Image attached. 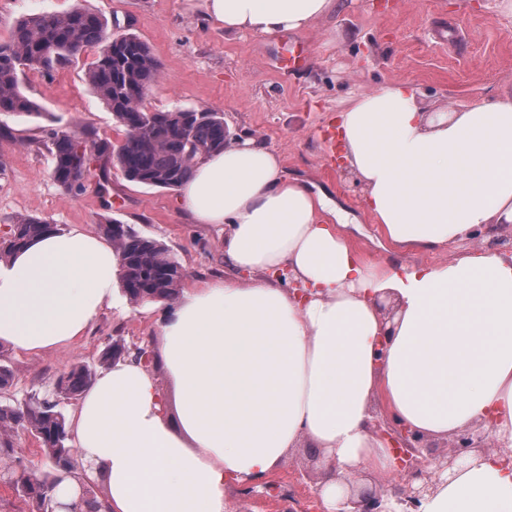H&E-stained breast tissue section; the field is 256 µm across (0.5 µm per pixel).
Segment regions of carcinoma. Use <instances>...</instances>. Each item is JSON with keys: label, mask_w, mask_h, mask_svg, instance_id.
<instances>
[{"label": "carcinoma", "mask_w": 512, "mask_h": 512, "mask_svg": "<svg viewBox=\"0 0 512 512\" xmlns=\"http://www.w3.org/2000/svg\"><path fill=\"white\" fill-rule=\"evenodd\" d=\"M87 48L97 49V56L86 70V80L123 128L124 139L115 143L91 128L50 130L51 174L61 188L80 189L86 176L92 175L103 206L110 208L111 168H119L132 182L175 190L198 159L224 148L227 131L219 112L146 110L143 101L158 82L161 68L150 45L134 33L112 36L105 19L82 8L22 17L0 41V112L42 115L39 105L22 91L21 77L28 71L71 63ZM83 144L91 147L92 155L79 153ZM100 228L118 253L122 291L131 302L177 299L184 270L164 244L114 220H106ZM55 230L40 218L18 219L9 236L0 239V260ZM93 379L86 365L73 366L59 380L61 397L80 396ZM17 427L34 436L50 466L40 478L11 472L15 488L29 512H46L63 476L78 485L83 481V473L71 465L75 448L69 444L66 414L62 407L46 406L38 398L23 404L0 402V458L12 456V433Z\"/></svg>", "instance_id": "cac0c4a2"}]
</instances>
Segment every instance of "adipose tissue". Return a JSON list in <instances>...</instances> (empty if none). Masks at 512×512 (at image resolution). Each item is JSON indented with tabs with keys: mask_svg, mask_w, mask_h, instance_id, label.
<instances>
[{
	"mask_svg": "<svg viewBox=\"0 0 512 512\" xmlns=\"http://www.w3.org/2000/svg\"><path fill=\"white\" fill-rule=\"evenodd\" d=\"M226 31L301 33L339 0H201ZM336 150L396 246L437 251L512 224V93L425 116L418 91L388 84L339 116ZM195 224L224 228V277L189 286L161 321L169 409L142 361L99 373L70 418L106 512H225V488L278 469L302 443L321 449L327 512L363 465L388 477L394 457L369 429L372 404L429 439L490 419L512 447V255H466L399 272L362 262L330 210L287 179L252 140L201 158L178 189ZM308 289L300 299L279 271ZM250 273V281L239 278ZM112 244L74 228L0 260V344L42 353L76 342L115 303ZM398 308L386 323L380 301ZM417 512H512V464L471 452Z\"/></svg>",
	"mask_w": 512,
	"mask_h": 512,
	"instance_id": "1",
	"label": "adipose tissue"
}]
</instances>
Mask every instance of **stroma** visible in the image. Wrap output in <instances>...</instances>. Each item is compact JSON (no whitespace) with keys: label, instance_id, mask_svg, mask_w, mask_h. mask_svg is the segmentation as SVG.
Wrapping results in <instances>:
<instances>
[{"label":"stroma","instance_id":"obj_1","mask_svg":"<svg viewBox=\"0 0 512 512\" xmlns=\"http://www.w3.org/2000/svg\"><path fill=\"white\" fill-rule=\"evenodd\" d=\"M492 2L343 0L336 14L298 34L307 60L288 72L282 68L287 33L226 32L208 22L192 0H0V40L21 16L76 7L107 19L114 35H139L161 64V77L144 100L147 110L223 113L231 139H251L274 150L288 179L327 194L348 211L351 221L339 231L367 259H390L408 269L480 251L482 241L465 238L435 252L394 247L372 221L362 190L332 167L320 130L352 97L390 83L414 86L429 112H449L512 91V15L495 13ZM95 58L90 48L50 73L25 74L23 88L41 104V117L0 113V237L21 216L94 233L104 219H115L161 241L183 267L184 285L223 277L219 228L191 223L175 191L134 184L115 168L107 209L94 182L69 192L53 180L48 129L88 127L115 142L124 137L85 81ZM165 308L162 302L135 304L122 295L78 343L41 354L0 345V365L12 373L11 395L44 392L77 362L98 367L112 343L144 349L159 387L172 392L156 362ZM296 468L319 476L322 459L312 448L294 449L274 474L278 496L250 500V512H284L289 473Z\"/></svg>","mask_w":512,"mask_h":512}]
</instances>
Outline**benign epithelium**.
Segmentation results:
<instances>
[{
  "mask_svg": "<svg viewBox=\"0 0 512 512\" xmlns=\"http://www.w3.org/2000/svg\"><path fill=\"white\" fill-rule=\"evenodd\" d=\"M370 429L377 436L390 442L396 456V467L401 472L403 487L393 488V498L402 506L403 512L416 509L422 497L435 487L436 476L453 469L466 459L473 449L487 447L491 439L490 430L481 428L466 431L456 436L450 454L437 455L430 462L423 460L426 440L417 431L398 423L388 415L376 416ZM431 472H426V469ZM337 512H387L383 506V493L367 486L349 484V494L344 497Z\"/></svg>",
  "mask_w": 512,
  "mask_h": 512,
  "instance_id": "7a95c632",
  "label": "benign epithelium"
}]
</instances>
